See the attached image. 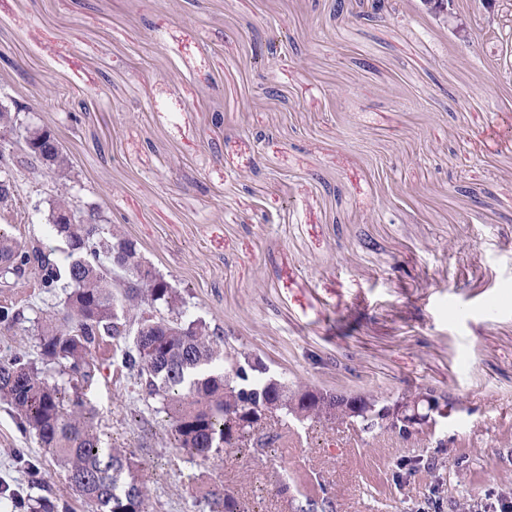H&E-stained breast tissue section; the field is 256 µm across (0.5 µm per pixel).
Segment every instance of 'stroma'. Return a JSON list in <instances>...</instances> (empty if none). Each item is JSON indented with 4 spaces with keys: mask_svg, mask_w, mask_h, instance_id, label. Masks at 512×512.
<instances>
[{
    "mask_svg": "<svg viewBox=\"0 0 512 512\" xmlns=\"http://www.w3.org/2000/svg\"><path fill=\"white\" fill-rule=\"evenodd\" d=\"M336 0H0V97L30 106L95 205L188 303L271 374L455 409L417 441L343 424L291 426L278 448L207 465L174 447L132 391L124 343L84 398L133 455L152 512H207L220 482L254 512L332 498L335 512H467L512 498V0L499 34L459 0L471 38L401 0L373 22ZM288 32L263 66L255 46ZM79 95L72 124L58 104ZM224 114L214 128L213 110ZM48 197L26 188L0 227L60 250ZM0 359L39 362L37 318L62 295L0 286ZM290 486L282 497L280 483ZM46 497L94 512L0 403V512Z\"/></svg>",
    "mask_w": 512,
    "mask_h": 512,
    "instance_id": "stroma-1",
    "label": "stroma"
}]
</instances>
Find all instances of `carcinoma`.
I'll list each match as a JSON object with an SVG mask.
<instances>
[{
	"label": "carcinoma",
	"instance_id": "obj_1",
	"mask_svg": "<svg viewBox=\"0 0 512 512\" xmlns=\"http://www.w3.org/2000/svg\"><path fill=\"white\" fill-rule=\"evenodd\" d=\"M29 111L0 101V129L22 126ZM37 166L55 183L48 224L64 243V260L44 253L38 243L20 245L0 230V279L28 273L48 294L66 291V316L43 319L37 344L43 367L24 355L0 362V401L18 416L19 430L35 433L51 461L65 469L80 497L96 512H150L148 490L132 454L106 444L97 432L96 410L73 391L89 385L99 370L98 354L109 340L125 338L127 324L153 306L164 314L145 322L123 352V367L144 402L156 401L177 447L203 462L240 448H272L288 428V402L318 398L305 408V423H334L345 415L336 405L346 396L288 384L265 375L260 360L227 336L190 319L181 292L145 261L137 244L114 224L83 237L81 226L66 220L74 208L60 190L73 179L71 162L48 130L25 129ZM9 177L11 194L0 193V212L15 210L26 172L0 154V180ZM209 512H234L242 497L222 486L203 496Z\"/></svg>",
	"mask_w": 512,
	"mask_h": 512
}]
</instances>
